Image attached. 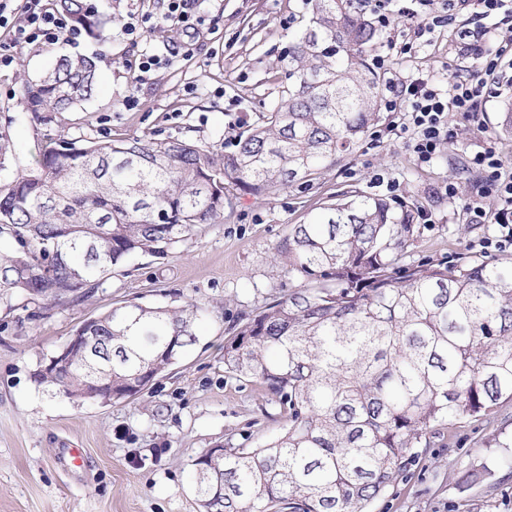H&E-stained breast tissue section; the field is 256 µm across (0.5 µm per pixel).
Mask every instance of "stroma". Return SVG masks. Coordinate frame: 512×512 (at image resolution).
Returning a JSON list of instances; mask_svg holds the SVG:
<instances>
[{"mask_svg":"<svg viewBox=\"0 0 512 512\" xmlns=\"http://www.w3.org/2000/svg\"><path fill=\"white\" fill-rule=\"evenodd\" d=\"M120 20L151 17L139 42L120 29L93 38L74 34L53 44L14 48L0 67V134L12 157L0 180L34 166L43 147L60 140L188 138L223 153L247 126L260 122L281 94V55L308 13L307 0H204L205 23L197 33L163 16L162 0H98ZM462 12L434 32L418 34L401 24L383 32L375 54L389 57L393 74L431 76L443 84L474 68L455 31ZM193 54H180L185 42ZM168 47L172 61L140 78L144 51ZM96 56L99 88L77 111L34 120L20 93V75L38 79L64 55ZM499 90L487 97L482 124L460 113L449 116L454 137L430 162L410 154L393 129L402 115L384 113L356 152L327 171L309 190L269 196L230 194L224 217L163 260L137 257L115 268L94 294L44 308L19 299L0 308V512H203L190 479L192 463L207 448H253L279 432L283 416L255 380L227 372L224 343L249 316L285 297L294 283L273 258L274 246L330 196L356 191L414 203L423 221L415 263L466 253L485 260L503 252L485 247L496 224L472 223L466 202L495 213L499 202L478 198L479 177L470 158L497 145L512 163V140L499 138L496 123L512 101V50L501 57ZM133 107H126L127 97ZM456 181L459 196L444 191ZM193 300L204 313L202 330L177 363L139 396L112 403L73 401L52 394L34 374L75 328L116 305L178 306ZM512 435V401L490 420L463 421L451 437L435 438L368 512H452L460 477L490 466L491 486L472 489L474 512H512V448L493 447ZM83 451L82 465L68 449Z\"/></svg>","mask_w":512,"mask_h":512,"instance_id":"obj_1","label":"stroma"}]
</instances>
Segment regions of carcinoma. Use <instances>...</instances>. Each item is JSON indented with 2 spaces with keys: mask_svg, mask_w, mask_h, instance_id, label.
<instances>
[{
  "mask_svg": "<svg viewBox=\"0 0 512 512\" xmlns=\"http://www.w3.org/2000/svg\"><path fill=\"white\" fill-rule=\"evenodd\" d=\"M52 2L91 36L116 22L95 0ZM310 3L280 100L223 154L190 139L67 141L1 183L0 306L88 298L114 268L165 259L223 217L230 191L311 186L353 153L382 120L381 76L366 61L380 33L353 0ZM98 83L95 58L63 57L21 79L22 99L36 115L71 112ZM419 233L406 204L346 195L276 244L301 286L227 339L224 367L259 382L285 422L256 448L193 464L205 512H367L436 431L512 400V263L457 253L406 264ZM200 320L192 301L116 306L71 368L40 383L69 399L92 368L112 369L114 388L162 373Z\"/></svg>",
  "mask_w": 512,
  "mask_h": 512,
  "instance_id": "cac0c4a2",
  "label": "carcinoma"
}]
</instances>
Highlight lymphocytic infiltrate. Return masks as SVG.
Segmentation results:
<instances>
[{
  "instance_id": "f902f5d3",
  "label": "lymphocytic infiltrate",
  "mask_w": 512,
  "mask_h": 512,
  "mask_svg": "<svg viewBox=\"0 0 512 512\" xmlns=\"http://www.w3.org/2000/svg\"><path fill=\"white\" fill-rule=\"evenodd\" d=\"M13 26L10 44L0 46V67L12 64V47L54 43L65 34L57 13L46 7L43 0H27L23 20ZM486 36V30L480 28H461L458 34L461 44L481 48L480 63L469 77L453 79L448 90L413 76L390 81L387 85L382 106L388 112L405 111L400 130L407 133L408 146L417 161H429L437 149L452 138L450 113L459 112L470 121H480L483 90L495 85L502 75L501 53L484 49ZM470 165L481 175L482 194L495 196L501 203L492 217L503 233L494 239L493 245L500 251L512 249V167L505 165L500 151L494 147L475 154Z\"/></svg>"
}]
</instances>
